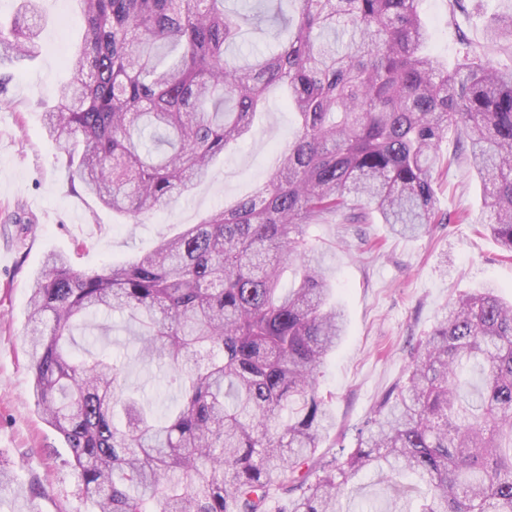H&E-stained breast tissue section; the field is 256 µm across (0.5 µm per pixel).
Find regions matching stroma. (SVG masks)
<instances>
[{
    "mask_svg": "<svg viewBox=\"0 0 512 512\" xmlns=\"http://www.w3.org/2000/svg\"><path fill=\"white\" fill-rule=\"evenodd\" d=\"M46 23L39 57L8 85L10 102L0 108V467L9 481L0 489V512H87L77 480L65 462L69 450L40 417L31 396L32 373L24 354L32 280L50 252L72 253L83 245L80 266L98 271L135 260L161 237L199 223L224 203L265 181L272 161L296 124L280 94H270L252 135L218 159L192 194L179 197L128 224L99 207L82 190H70L56 143L41 132L44 102L66 80V62L80 40V18L71 0H42ZM512 10V0H420L434 56L454 64L463 42L484 45L493 19ZM452 161L439 177L440 212L466 210L464 224H434L418 237L393 235L378 217L349 224L334 215L313 225L314 244L329 246L326 262L334 302L346 315L345 335L324 362L319 390L329 398L335 425L317 458L351 448L359 429L388 389L402 380L418 342L436 326L446 305L462 294L494 285L512 301V257L486 231L488 188L459 147L456 134L441 145ZM112 334L77 331L80 347L105 348L128 364L130 378L144 388L156 410L173 407L176 393L154 368L136 361L128 322L112 314ZM392 492L365 470L340 498L342 512H385Z\"/></svg>",
    "mask_w": 512,
    "mask_h": 512,
    "instance_id": "1",
    "label": "stroma"
}]
</instances>
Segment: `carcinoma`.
<instances>
[{"mask_svg": "<svg viewBox=\"0 0 512 512\" xmlns=\"http://www.w3.org/2000/svg\"><path fill=\"white\" fill-rule=\"evenodd\" d=\"M0 23V70L39 54L40 0ZM70 79L43 112L71 188L133 224L190 194L246 140L267 97L297 117L253 194L130 263L88 272L50 254L30 288L25 352L41 418L70 450L89 512H338L366 468L407 473L416 512H512V303L487 285L448 303L355 447L315 459L332 426L318 373L345 328L308 227L375 213L394 233L464 223L439 213L448 131L490 189L487 229L512 254V71L466 47L426 53L417 0H78ZM289 3L293 11L283 9ZM487 42L512 49V12ZM296 264L297 285L280 287ZM119 311L138 358L166 368L159 416L110 353L75 355L74 328Z\"/></svg>", "mask_w": 512, "mask_h": 512, "instance_id": "obj_1", "label": "carcinoma"}]
</instances>
